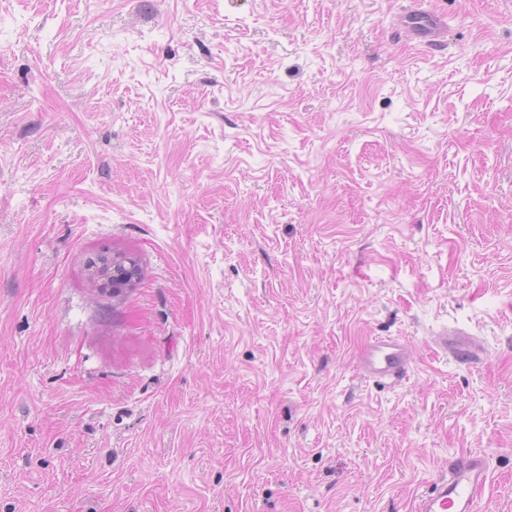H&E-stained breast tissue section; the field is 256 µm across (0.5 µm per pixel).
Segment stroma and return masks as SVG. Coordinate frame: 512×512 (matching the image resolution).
Here are the masks:
<instances>
[{
    "mask_svg": "<svg viewBox=\"0 0 512 512\" xmlns=\"http://www.w3.org/2000/svg\"><path fill=\"white\" fill-rule=\"evenodd\" d=\"M407 2L0 0V512H512V0ZM416 19L412 22L405 21L402 25L406 35L421 47L441 45L446 33L442 15H416ZM90 281L99 288L119 296L135 282L138 275L136 260L112 253L99 256L88 268ZM435 338L436 347L465 363H477L481 360V350L470 340L465 332L444 329ZM359 361L360 370L368 379L397 383L410 368L409 348L400 338L378 336L364 345ZM490 482L488 460L477 453L448 458V474L429 482L413 505L415 512H481L478 503Z\"/></svg>",
    "mask_w": 512,
    "mask_h": 512,
    "instance_id": "1",
    "label": "stroma"
}]
</instances>
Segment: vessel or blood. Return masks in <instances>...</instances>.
Here are the masks:
<instances>
[{"label":"vessel or blood","mask_w":512,"mask_h":512,"mask_svg":"<svg viewBox=\"0 0 512 512\" xmlns=\"http://www.w3.org/2000/svg\"><path fill=\"white\" fill-rule=\"evenodd\" d=\"M406 35L419 46L441 44L446 33L442 15L418 16L404 23ZM437 348L465 363L481 359L480 349L467 333L444 330L435 339ZM360 370L368 379L396 383L407 375L410 353L405 341L379 336L364 345L359 356ZM490 481L488 460L477 453H463L448 460V472L429 482L413 505L414 512H480L478 503Z\"/></svg>","instance_id":"obj_1"}]
</instances>
